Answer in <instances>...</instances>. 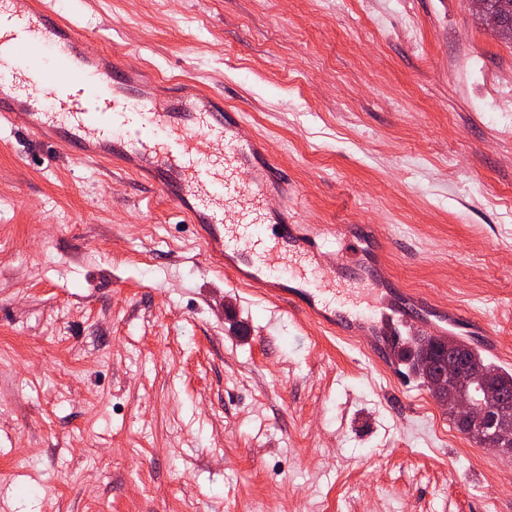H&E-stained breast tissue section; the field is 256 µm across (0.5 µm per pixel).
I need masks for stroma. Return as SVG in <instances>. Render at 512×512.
Instances as JSON below:
<instances>
[{
    "label": "stroma",
    "instance_id": "1",
    "mask_svg": "<svg viewBox=\"0 0 512 512\" xmlns=\"http://www.w3.org/2000/svg\"><path fill=\"white\" fill-rule=\"evenodd\" d=\"M164 85L243 109L271 216L377 226L372 280L512 354V44L469 0H60ZM0 127V512H512V458L418 378L272 312L121 160Z\"/></svg>",
    "mask_w": 512,
    "mask_h": 512
}]
</instances>
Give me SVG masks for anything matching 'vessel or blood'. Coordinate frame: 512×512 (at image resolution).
<instances>
[{
    "mask_svg": "<svg viewBox=\"0 0 512 512\" xmlns=\"http://www.w3.org/2000/svg\"><path fill=\"white\" fill-rule=\"evenodd\" d=\"M97 42L96 28L61 15L53 0H0V124L23 112L28 133L59 153L118 157L147 173L186 223L200 227L211 257L239 285L292 318L367 339L380 362L406 330L441 335L469 320L457 308L441 322L420 321L412 311L416 297L399 305L378 287L370 314H341L335 289L318 272L361 263L363 242L350 225L320 232L285 215L271 220L268 187L287 188L288 180L261 141L240 136L243 111L225 113L216 91L191 83L175 99L152 94L150 76L134 78ZM286 269L298 288L282 287Z\"/></svg>",
    "mask_w": 512,
    "mask_h": 512,
    "instance_id": "obj_1",
    "label": "vessel or blood"
}]
</instances>
